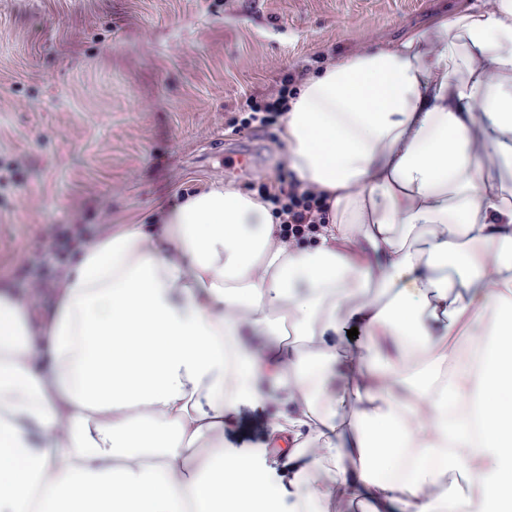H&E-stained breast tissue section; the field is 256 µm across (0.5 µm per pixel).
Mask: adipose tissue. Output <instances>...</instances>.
Listing matches in <instances>:
<instances>
[{"label": "adipose tissue", "mask_w": 512, "mask_h": 512, "mask_svg": "<svg viewBox=\"0 0 512 512\" xmlns=\"http://www.w3.org/2000/svg\"><path fill=\"white\" fill-rule=\"evenodd\" d=\"M280 139L312 242L217 180L83 247L42 323L0 289V512H512V0L308 74ZM270 400L288 504L224 447ZM277 190L266 199L281 218V231L288 242H300L320 231L328 214V198L314 188L302 184L295 176L279 178Z\"/></svg>", "instance_id": "adipose-tissue-1"}]
</instances>
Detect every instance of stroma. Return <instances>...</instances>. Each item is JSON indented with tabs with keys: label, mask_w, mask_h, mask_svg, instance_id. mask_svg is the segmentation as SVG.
Here are the masks:
<instances>
[{
	"label": "stroma",
	"mask_w": 512,
	"mask_h": 512,
	"mask_svg": "<svg viewBox=\"0 0 512 512\" xmlns=\"http://www.w3.org/2000/svg\"><path fill=\"white\" fill-rule=\"evenodd\" d=\"M494 0H0V284L36 318L77 252L222 180L246 194L287 174L279 126L232 134L249 95ZM275 403L244 404L224 447H265Z\"/></svg>",
	"instance_id": "1"
}]
</instances>
